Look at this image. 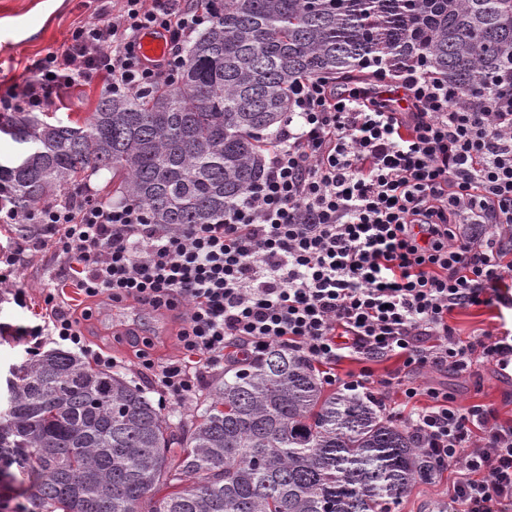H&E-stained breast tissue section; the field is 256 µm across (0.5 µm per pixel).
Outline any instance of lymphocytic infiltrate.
Here are the masks:
<instances>
[{"label":"lymphocytic infiltrate","mask_w":512,"mask_h":512,"mask_svg":"<svg viewBox=\"0 0 512 512\" xmlns=\"http://www.w3.org/2000/svg\"><path fill=\"white\" fill-rule=\"evenodd\" d=\"M106 23L76 26L63 50L35 61L17 97L0 110L49 111L82 84L124 95L172 79L182 49L213 18L185 0H99ZM161 28L169 48L142 58L143 31ZM385 99L355 85L312 78L296 84L297 128H282L263 175L220 224L172 229L137 204L113 205L81 192L7 224H37L67 258L87 306L66 311L45 289V314L18 328L38 355L44 337L86 350L91 303H129L179 320V354L155 364L139 352L162 395L182 403L202 367L246 365L273 343L322 365L325 386L371 397L407 425L436 471L456 467L448 488L456 512H512V427L483 404L458 406L447 386L417 384L412 371L475 361L512 369V336L457 334L453 311L504 303L512 265V73L471 96L449 91L423 62L399 66L366 57ZM360 369L338 375L343 360ZM396 360L399 375L376 376ZM400 404H392V395Z\"/></svg>","instance_id":"1"}]
</instances>
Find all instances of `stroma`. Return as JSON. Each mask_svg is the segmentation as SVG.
Masks as SVG:
<instances>
[{
  "instance_id": "1",
  "label": "stroma",
  "mask_w": 512,
  "mask_h": 512,
  "mask_svg": "<svg viewBox=\"0 0 512 512\" xmlns=\"http://www.w3.org/2000/svg\"><path fill=\"white\" fill-rule=\"evenodd\" d=\"M100 20V15L87 8L84 0H0V97L28 78L33 61L62 48L78 23ZM99 94L98 87L93 85L75 87L46 119L84 122ZM14 251L20 254L19 263L11 267L0 264V413L8 408V379L15 368L28 360L26 343L15 336L14 329L34 323L36 315L44 313V288L59 285L63 290L59 300L67 309L84 301L71 284L64 257L49 248L22 242L18 233L0 223V254ZM20 285L26 289V302L22 305L14 299L15 289ZM113 310V304L107 301L95 307L88 323L92 346L110 352L117 370L145 387L152 399H159V389L154 379L141 371L136 352L148 351L160 363L176 357L173 318L135 307L129 321L123 322L114 319ZM449 322L463 337L477 329L501 336L512 332V309L471 308L454 312ZM422 379L447 385L459 405H490L499 421L512 424V377L501 376L493 366H481L478 374L471 377L454 371H434L423 374ZM454 476V470L449 469L431 483L417 485L393 512H429L435 502L447 499Z\"/></svg>"
}]
</instances>
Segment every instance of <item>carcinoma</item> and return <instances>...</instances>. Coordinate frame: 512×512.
<instances>
[{"label":"carcinoma","mask_w":512,"mask_h":512,"mask_svg":"<svg viewBox=\"0 0 512 512\" xmlns=\"http://www.w3.org/2000/svg\"><path fill=\"white\" fill-rule=\"evenodd\" d=\"M173 81L102 94L83 125L0 112L32 144L0 185L27 213L106 171L153 224H220L261 175L296 83L343 85L369 54L423 60L459 91L512 65V0H224ZM30 475L22 512H392L436 475L414 433L270 344L174 426L143 387L63 350L23 365L0 458ZM170 492L159 497L161 488Z\"/></svg>","instance_id":"1"}]
</instances>
